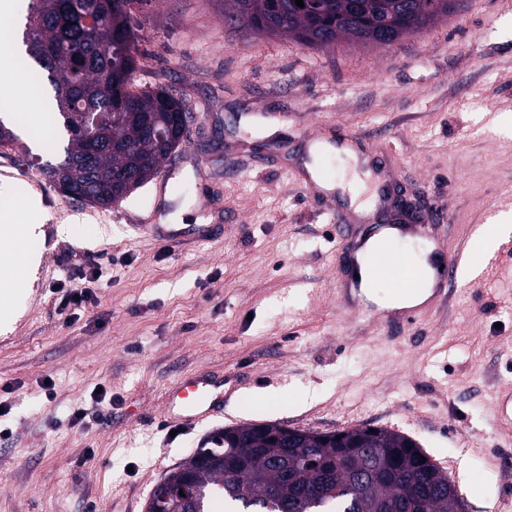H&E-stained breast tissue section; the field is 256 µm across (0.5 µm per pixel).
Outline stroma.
Returning <instances> with one entry per match:
<instances>
[{"instance_id":"1","label":"stroma","mask_w":512,"mask_h":512,"mask_svg":"<svg viewBox=\"0 0 512 512\" xmlns=\"http://www.w3.org/2000/svg\"><path fill=\"white\" fill-rule=\"evenodd\" d=\"M139 16L135 84L173 87L196 115L166 170L161 221L211 223L213 201L234 221L222 243L165 247L138 228L153 185L108 208L74 201L41 168L63 156L42 144L58 131L16 127V147L0 149V214L28 194L42 211L26 241L38 267L0 331V512H145L156 483L210 432L261 423L405 434L468 512H512V435L492 410L512 384V249L499 244L481 274L399 338L359 331L336 305L333 226L298 175L304 131L322 120L369 149L391 146L397 188L444 209L449 245L469 224L493 234L512 214V0H458L388 48L245 37L224 0H146ZM102 252L112 278L92 282L97 304L68 320L54 293L61 268ZM195 372L226 375L224 409L173 426L163 392ZM100 388L111 403L97 401Z\"/></svg>"}]
</instances>
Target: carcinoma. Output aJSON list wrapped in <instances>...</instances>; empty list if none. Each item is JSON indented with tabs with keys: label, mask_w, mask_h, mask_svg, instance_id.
Segmentation results:
<instances>
[{
	"label": "carcinoma",
	"mask_w": 512,
	"mask_h": 512,
	"mask_svg": "<svg viewBox=\"0 0 512 512\" xmlns=\"http://www.w3.org/2000/svg\"><path fill=\"white\" fill-rule=\"evenodd\" d=\"M145 0H31L23 37L38 87L67 138L44 167L61 193L93 205L124 200L127 182L149 183L188 140L183 101L163 86H134V56ZM224 0V17L245 35H288L306 47L342 38L363 46L398 42L448 16L454 0ZM279 424L226 427L164 480L194 512H462L448 474L411 438L358 427L318 437ZM425 462H420V459Z\"/></svg>",
	"instance_id": "cac0c4a2"
}]
</instances>
